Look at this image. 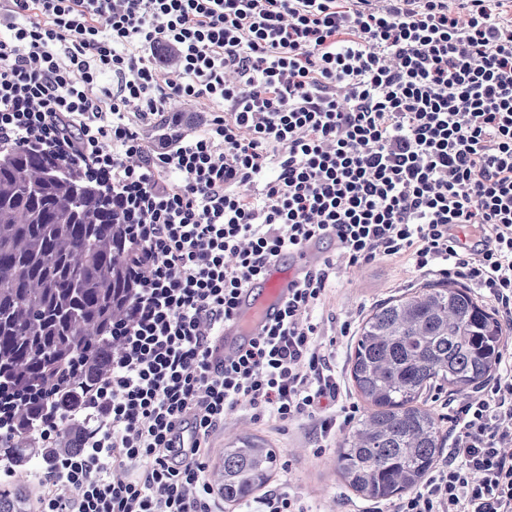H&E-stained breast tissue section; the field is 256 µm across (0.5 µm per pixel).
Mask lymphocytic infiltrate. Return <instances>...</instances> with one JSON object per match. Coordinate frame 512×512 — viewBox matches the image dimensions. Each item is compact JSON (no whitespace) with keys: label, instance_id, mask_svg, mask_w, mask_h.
Returning <instances> with one entry per match:
<instances>
[{"label":"lymphocytic infiltrate","instance_id":"f902f5d3","mask_svg":"<svg viewBox=\"0 0 512 512\" xmlns=\"http://www.w3.org/2000/svg\"><path fill=\"white\" fill-rule=\"evenodd\" d=\"M501 0H0V151L76 170L126 224L133 316L84 399L82 448L30 512H224L204 476L229 412L319 418L340 380L308 312L338 266L407 260L470 283L512 325V22ZM111 73L115 90L101 85ZM206 105L188 133L174 100ZM168 130L156 148L144 123ZM474 228V244L457 232ZM277 319L221 360L240 292L309 243ZM447 401L450 448L372 512H512V349ZM123 479H114V470Z\"/></svg>","mask_w":512,"mask_h":512}]
</instances>
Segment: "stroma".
Listing matches in <instances>:
<instances>
[{
	"label": "stroma",
	"mask_w": 512,
	"mask_h": 512,
	"mask_svg": "<svg viewBox=\"0 0 512 512\" xmlns=\"http://www.w3.org/2000/svg\"><path fill=\"white\" fill-rule=\"evenodd\" d=\"M445 283V278L420 276L405 263L381 258L363 266L339 268L325 301L310 312L311 319L321 326L323 352L342 380L349 406L344 412L339 402L323 401L324 413L336 417L327 447H318L313 422L297 420L273 428L253 421L247 412L237 411L225 418L223 427L213 436L207 466L217 465L234 436L253 435L280 455L271 486L289 481L291 490L304 497L314 512H367L369 501L347 487L336 469V450L356 421L357 411L363 408L349 375L360 325L385 300L411 295L426 285Z\"/></svg>",
	"instance_id": "1"
}]
</instances>
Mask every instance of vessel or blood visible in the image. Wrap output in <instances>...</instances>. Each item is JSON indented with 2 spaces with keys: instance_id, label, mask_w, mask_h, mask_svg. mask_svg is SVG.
<instances>
[{
  "instance_id": "1",
  "label": "vessel or blood",
  "mask_w": 512,
  "mask_h": 512,
  "mask_svg": "<svg viewBox=\"0 0 512 512\" xmlns=\"http://www.w3.org/2000/svg\"><path fill=\"white\" fill-rule=\"evenodd\" d=\"M318 255L312 246L294 253L290 265H276L259 285L248 289L241 297L237 318L224 326V356L236 354L260 328L272 319L280 303L292 288L300 267L316 262Z\"/></svg>"
}]
</instances>
